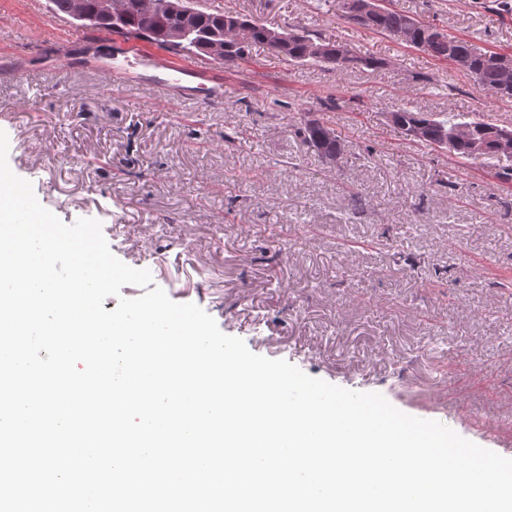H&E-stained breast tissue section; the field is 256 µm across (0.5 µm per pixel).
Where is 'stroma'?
<instances>
[{
	"label": "stroma",
	"instance_id": "obj_1",
	"mask_svg": "<svg viewBox=\"0 0 512 512\" xmlns=\"http://www.w3.org/2000/svg\"><path fill=\"white\" fill-rule=\"evenodd\" d=\"M303 28L383 61L335 73L251 46L219 65L224 96L156 88L189 57L115 84L111 35L59 24L49 0H0V130L11 170L62 222H101L151 272L254 354L382 394L512 459V182L406 137L389 112L512 124V99L454 65L348 22L343 0H198ZM446 33L512 54V13L484 0H391ZM323 117L336 164L296 136Z\"/></svg>",
	"mask_w": 512,
	"mask_h": 512
}]
</instances>
